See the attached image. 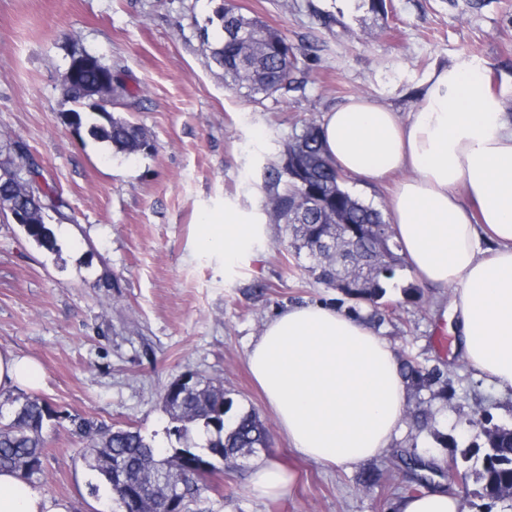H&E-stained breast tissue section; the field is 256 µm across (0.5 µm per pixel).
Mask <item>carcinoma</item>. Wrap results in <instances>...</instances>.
<instances>
[{
  "label": "carcinoma",
  "instance_id": "cac0c4a2",
  "mask_svg": "<svg viewBox=\"0 0 512 512\" xmlns=\"http://www.w3.org/2000/svg\"><path fill=\"white\" fill-rule=\"evenodd\" d=\"M218 17L223 41L212 48L211 59L224 70L226 86L245 87L263 95L288 90L294 80L287 70L292 47L286 36L256 18L237 17L231 9H223ZM235 17L239 23L257 30L258 38L242 42L230 38L229 26ZM97 77V72L91 70L67 81L72 101L96 111V119L89 125L91 136L127 156L151 153L152 139L144 128L125 116L113 115L110 107L85 98L82 85L94 84ZM319 130V125L311 121L288 142L284 154L299 157L303 182L289 178L283 166L273 168L269 174L271 209L291 231V250L309 260L307 270L318 282L336 289L341 294L337 302L350 303L348 311H366L364 318L378 330L393 323L395 310L384 306L383 300L388 290L398 287V271L403 268L397 254L399 244L381 211L360 201L347 188L345 174L324 153ZM29 164L30 156L24 151L7 164L0 163V205L26 206L30 223L23 226L24 232L39 247L54 251L57 238L45 223L39 202L51 203L59 215L66 204L54 187L23 176ZM306 189L317 196V209L308 216L307 223L290 224L288 213L302 206ZM399 365L413 405L405 416L412 443L410 450L400 456L398 468L415 482L427 485L431 475L442 476L444 472L435 459L417 452L418 439L429 438L436 448L457 444L440 420V412L448 407V369L409 354L399 358ZM163 404L174 423L172 436L176 440L187 439L188 425L194 423L202 425L209 435L206 446L186 444L178 448L180 452L194 455L207 447L222 448L224 460L231 462L272 446L270 431L256 411L242 406L221 383L200 378L196 386L180 388L173 380L164 392ZM51 417L50 406L37 398L16 397L0 403V470H11L28 481L41 474L42 431ZM460 425L471 435V441L454 463L474 462L476 482L480 484L476 495L482 500L478 512H492L498 504L512 509V494H502L512 488V425L495 423L492 416L479 412ZM77 428L92 436L83 459L100 485L112 492V499L120 495V489L112 485L115 459L124 462L131 481L145 488L142 512H156L171 486L184 491L186 504L198 493V479L203 472L183 474L176 455L162 457V451L139 430L113 429L89 421L78 422Z\"/></svg>",
  "mask_w": 512,
  "mask_h": 512
}]
</instances>
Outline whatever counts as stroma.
<instances>
[{"mask_svg":"<svg viewBox=\"0 0 512 512\" xmlns=\"http://www.w3.org/2000/svg\"><path fill=\"white\" fill-rule=\"evenodd\" d=\"M223 0H0V162L26 146L67 202L48 213L59 253L32 243L0 208V348L37 359L42 384L31 396L54 417L43 429L35 484L73 512H113L109 493H92L81 451L85 420L135 427L167 447L162 394L193 372L223 383L273 430L271 457L288 470L285 496L251 484V457L222 462L201 481L190 512H391L416 484L393 469L392 446L370 465L324 467L299 459L246 367L249 342L287 306L335 303V289L306 272L288 250L285 224L268 221L253 253L225 265L223 248L203 249V216L228 206L267 213L268 174L305 122L351 96L408 113L428 76L443 67L487 68L512 113V0H235L240 13L282 32L293 47L297 89L264 97L233 90L210 60ZM97 56L120 73L135 99L115 114L143 126L156 144L125 156L66 121L72 54ZM108 276L112 289L99 288ZM451 289L423 290L380 332L395 352L448 366L454 390L442 419L474 412L512 418L498 395L442 345L437 307Z\"/></svg>","mask_w":512,"mask_h":512,"instance_id":"stroma-1","label":"stroma"}]
</instances>
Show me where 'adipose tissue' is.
<instances>
[{
    "mask_svg": "<svg viewBox=\"0 0 512 512\" xmlns=\"http://www.w3.org/2000/svg\"><path fill=\"white\" fill-rule=\"evenodd\" d=\"M327 155L362 182L404 172L389 222L417 281L453 287L449 321L466 363L512 393V113L486 69L444 67L414 112L351 97L320 125ZM253 214L203 219L201 245L235 262L263 237ZM246 363L299 458L353 467L382 457L402 434L405 385L389 341L361 317L319 302L269 319ZM34 358L0 349V392L38 386ZM394 512H458L444 489L402 494ZM0 512H71L16 473L0 471Z\"/></svg>",
    "mask_w": 512,
    "mask_h": 512,
    "instance_id": "adipose-tissue-1",
    "label": "adipose tissue"
}]
</instances>
